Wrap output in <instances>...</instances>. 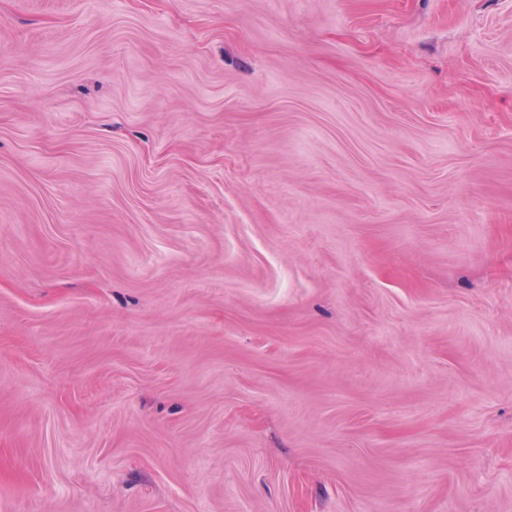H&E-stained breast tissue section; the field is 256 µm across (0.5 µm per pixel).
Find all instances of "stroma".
<instances>
[{"label":"stroma","instance_id":"obj_1","mask_svg":"<svg viewBox=\"0 0 512 512\" xmlns=\"http://www.w3.org/2000/svg\"><path fill=\"white\" fill-rule=\"evenodd\" d=\"M0 512H512V0H0Z\"/></svg>","mask_w":512,"mask_h":512}]
</instances>
